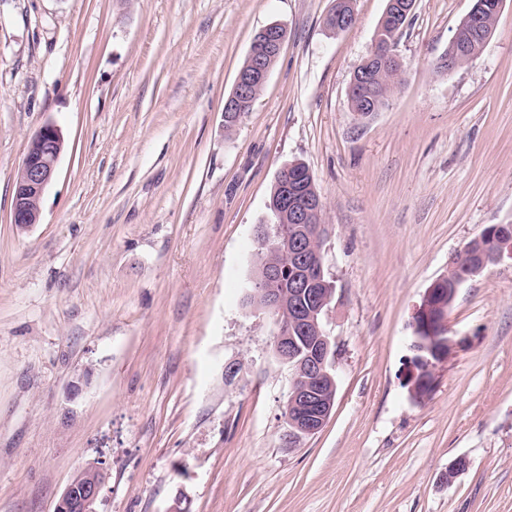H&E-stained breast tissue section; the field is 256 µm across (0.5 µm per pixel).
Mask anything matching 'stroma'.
Returning <instances> with one entry per match:
<instances>
[{
  "label": "stroma",
  "mask_w": 512,
  "mask_h": 512,
  "mask_svg": "<svg viewBox=\"0 0 512 512\" xmlns=\"http://www.w3.org/2000/svg\"><path fill=\"white\" fill-rule=\"evenodd\" d=\"M334 4L0 0V512H54L98 463L97 512H512V257L459 288L429 395L406 384L427 288L512 224V0L445 73L433 63L474 0H416L404 79L367 120L347 87L386 0H354L339 33ZM274 22L277 62L226 132ZM48 123L64 151L21 230L16 173ZM294 162L324 203L337 356L328 421L292 443L278 325L243 285Z\"/></svg>",
  "instance_id": "stroma-1"
}]
</instances>
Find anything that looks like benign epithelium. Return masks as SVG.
Wrapping results in <instances>:
<instances>
[{
  "instance_id": "benign-epithelium-1",
  "label": "benign epithelium",
  "mask_w": 512,
  "mask_h": 512,
  "mask_svg": "<svg viewBox=\"0 0 512 512\" xmlns=\"http://www.w3.org/2000/svg\"><path fill=\"white\" fill-rule=\"evenodd\" d=\"M478 10L477 5L470 10L449 40L448 54L440 57V62L448 64L450 71L463 46L460 32L470 31L480 24ZM284 40L282 32L269 26L256 34L253 40L256 46L254 68L247 75L237 76L224 108L233 111L243 101H255L254 90L265 83L271 73L267 58L280 53ZM371 63L390 66L400 63V57L394 46L376 39L370 55L363 61L365 65ZM63 145L61 130L51 123L43 125L31 138L15 180L12 224L17 228L27 229L39 222L43 194L55 176ZM321 207L319 193H309L306 182H285L276 208L295 224V234L290 240L275 243L266 226L256 227L255 237L259 245L268 249L273 259L249 280L244 295L246 304L285 316V322L279 325L274 338V354L288 367L290 374L286 409L290 442L314 435L323 428L331 415L336 395V346L321 324V316L335 294V289L327 287L324 281L321 247L326 229L325 225L316 223ZM486 236L493 239L494 244L479 250L468 245L451 258L450 265L466 263L468 276L472 277L498 262L504 252L512 255L511 224H493ZM289 269L294 271V278L290 287L282 288L284 272ZM443 295L441 288L427 289L414 311L413 321H430L431 311L441 307L437 300ZM295 332L312 335L311 344L301 358L294 351L297 345ZM432 340L431 336H413L411 350L415 357L409 362L407 374L413 395L418 391L419 374L433 373L436 364L447 358V355L439 354ZM104 480L103 468H85L65 488L54 512H96L94 504Z\"/></svg>"
}]
</instances>
